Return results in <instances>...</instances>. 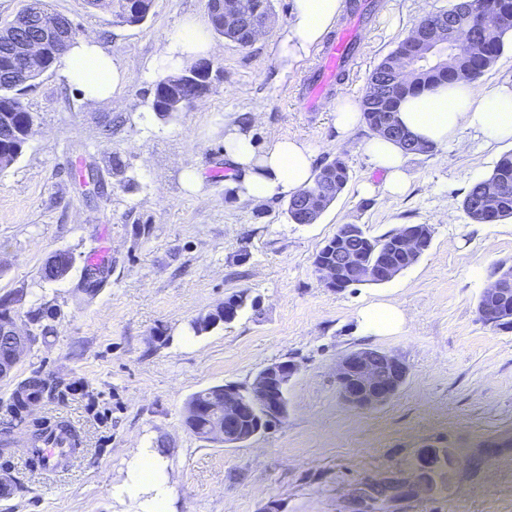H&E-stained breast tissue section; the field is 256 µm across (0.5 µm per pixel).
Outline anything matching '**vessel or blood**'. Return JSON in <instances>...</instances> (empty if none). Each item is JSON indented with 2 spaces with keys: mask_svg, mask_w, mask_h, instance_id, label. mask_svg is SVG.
<instances>
[{
  "mask_svg": "<svg viewBox=\"0 0 512 512\" xmlns=\"http://www.w3.org/2000/svg\"><path fill=\"white\" fill-rule=\"evenodd\" d=\"M364 25L362 7L356 4L348 7L334 35L324 44L318 63L304 77L300 103L305 111H317L333 98L339 75L357 57ZM79 454V449L71 447L67 436L60 433L53 434L47 445L28 451L29 459L47 476L71 466Z\"/></svg>",
  "mask_w": 512,
  "mask_h": 512,
  "instance_id": "1",
  "label": "vessel or blood"
}]
</instances>
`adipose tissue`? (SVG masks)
<instances>
[{
	"instance_id": "obj_1",
	"label": "adipose tissue",
	"mask_w": 512,
	"mask_h": 512,
	"mask_svg": "<svg viewBox=\"0 0 512 512\" xmlns=\"http://www.w3.org/2000/svg\"><path fill=\"white\" fill-rule=\"evenodd\" d=\"M343 9L342 0H293L288 29L279 58L285 68L309 55L332 30ZM206 25L186 18L160 55L170 67L213 53ZM63 74L81 90L86 100L106 99L125 81L111 57L95 37L78 40L63 58ZM400 123L419 138L437 146L462 147L465 132L482 136L491 143L512 138V90L483 91L464 79L405 98L398 110ZM366 151L373 163L387 172L385 189L397 195L406 187L403 171L406 153L396 142L381 136L368 140ZM224 154L240 170L239 193L244 200L261 204L279 195H292L308 186L313 177V149L298 140L282 137L264 151H256L247 125L236 123L224 129ZM156 453L138 455L132 477L120 492L131 498L150 492L154 498L149 512H168L165 487L168 477Z\"/></svg>"
}]
</instances>
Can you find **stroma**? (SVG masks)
Listing matches in <instances>:
<instances>
[{"label": "stroma", "mask_w": 512, "mask_h": 512, "mask_svg": "<svg viewBox=\"0 0 512 512\" xmlns=\"http://www.w3.org/2000/svg\"><path fill=\"white\" fill-rule=\"evenodd\" d=\"M78 36L95 35L127 80L112 96L85 100L61 68L45 73L23 102L36 132L0 170V298L20 312L48 311L52 333L25 351L0 381V428L14 384L40 372L60 388L34 406L80 432L82 454L48 478L30 467L28 433L0 451V512H143L119 498L143 451L161 455L170 512H356L373 481L413 480L420 452L445 448L458 464L446 488L406 493L374 512H512V329L484 324L479 296L498 266H512V220L475 224L459 203L512 143L474 138L467 149L408 155V188L384 192V171L365 150L366 124L337 131L332 107L301 111L308 56L284 70L278 58L291 0H272L268 32L251 47L216 39L213 89L169 117L153 112L158 80L170 75L160 46L205 0H153L147 20L117 23L85 0H45ZM448 0H381L359 56L336 98L360 101L368 76L425 14ZM252 117L253 142L308 144L313 164L340 156L351 178L312 224H296L277 196L251 205L224 156V127ZM225 167L223 180L208 172ZM201 176L197 191L182 173ZM343 224L379 236L427 224L429 249L384 284L325 288L313 259ZM106 247L108 282L92 301L76 291L84 257ZM73 254L70 274L41 276L54 253ZM247 291L257 307L196 336L189 322ZM396 305L402 327L368 331L360 311ZM398 355L408 367L399 393L375 409L345 404L336 363L354 350ZM292 360L288 416L236 446L204 441L183 424L189 397L224 383L246 384L266 365Z\"/></svg>", "instance_id": "obj_1"}]
</instances>
